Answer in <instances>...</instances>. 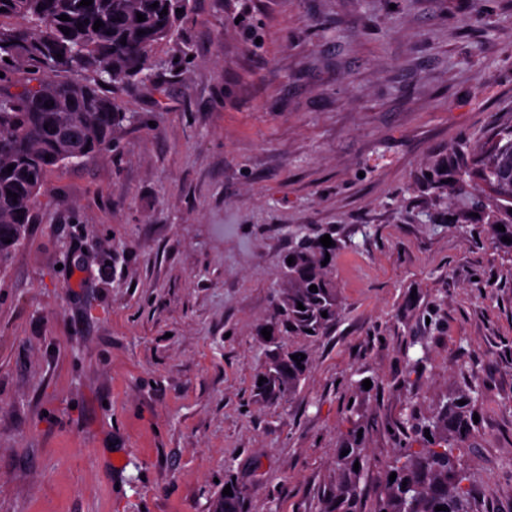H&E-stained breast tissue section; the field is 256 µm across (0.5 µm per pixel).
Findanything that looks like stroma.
<instances>
[{"mask_svg":"<svg viewBox=\"0 0 512 512\" xmlns=\"http://www.w3.org/2000/svg\"><path fill=\"white\" fill-rule=\"evenodd\" d=\"M180 39L0 264V512H213L229 481L242 512H324L363 424L374 512L412 414L472 369L471 507L512 512V258L424 181L512 125V0H191ZM297 227L344 243L341 316L260 400Z\"/></svg>","mask_w":512,"mask_h":512,"instance_id":"1","label":"stroma"}]
</instances>
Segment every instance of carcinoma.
<instances>
[{"mask_svg":"<svg viewBox=\"0 0 512 512\" xmlns=\"http://www.w3.org/2000/svg\"><path fill=\"white\" fill-rule=\"evenodd\" d=\"M80 2L0 0V261L8 258L32 223L48 175L71 164L60 151L61 137L77 136L87 161L113 147V130L133 119L123 111L116 91L153 82L155 48L164 42L179 45V31L189 12V0H92L89 6ZM178 9L182 13H176ZM139 13L145 21H137ZM63 14L69 20H59ZM98 19L104 26L96 31ZM65 28L70 34L63 33ZM10 165L14 169L9 173ZM444 178L431 173L428 187L438 194L457 190L466 196V209L456 215V224L474 221L485 226L495 249L512 257V243L502 241L504 236L512 239V129H500L478 144L455 184L444 183ZM487 180L496 185V196L482 203ZM9 191L17 198L7 196ZM500 224L505 231L497 230ZM320 238L295 235L288 251L294 263L282 260L280 273L287 287L265 323L278 341L261 374L266 382L256 387V395L264 400L295 391L308 371L309 359H292L304 348L291 340L325 335L340 315L331 264L321 265L326 255H335L339 244L326 248ZM312 285L317 291H309ZM299 302L304 309L297 308ZM285 364L292 373L284 374ZM481 395L472 372L466 389L449 394L431 416L417 418L386 471L388 476L396 473V478L384 481L375 512H435L437 506L446 512H468L470 490L464 485L460 456L464 444L477 436L473 414ZM358 432L354 426L338 438L336 452L348 454L339 460L336 497L324 512H360L365 446ZM231 492L217 497L216 512H241L242 491L233 485Z\"/></svg>","mask_w":512,"mask_h":512,"instance_id":"obj_1","label":"carcinoma"}]
</instances>
